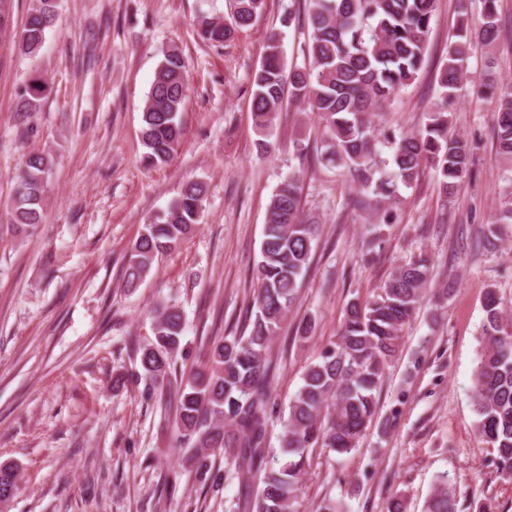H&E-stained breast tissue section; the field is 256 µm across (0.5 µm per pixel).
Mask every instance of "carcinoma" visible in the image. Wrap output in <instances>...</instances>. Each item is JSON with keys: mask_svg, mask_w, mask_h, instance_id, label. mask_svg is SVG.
Listing matches in <instances>:
<instances>
[{"mask_svg": "<svg viewBox=\"0 0 512 512\" xmlns=\"http://www.w3.org/2000/svg\"><path fill=\"white\" fill-rule=\"evenodd\" d=\"M304 21L310 30L309 65L285 72L279 34L267 39L260 66L252 76L251 115L254 128L268 136L284 96L316 114L323 127L320 162L348 170L362 192L375 202L377 216L387 223L400 204L398 186L418 181L431 165L443 193L462 187L470 172L468 142L448 135V112L436 109L422 129L389 140L392 171L382 174L376 162L372 117L391 97L412 84L423 68L427 35L437 0H308ZM497 0H482L478 28L461 21L457 40L438 74L442 99L462 84L464 61L472 34L485 47L498 36ZM265 0H230L224 21L201 16L200 36L222 46L250 27ZM56 0H33L22 30L20 47L30 57L41 52L55 20ZM186 62L175 48L164 53L142 109L141 135L149 165L167 163L179 146L181 112L187 93ZM45 81L35 74L20 88L24 113L40 108ZM483 97L494 103L497 151L512 164V86L493 79L483 85ZM52 158L31 154L17 176L5 235L28 236L43 221L47 179ZM204 186L184 185L180 196L144 225L130 248L125 287L134 290L151 272L158 257L174 250L200 225ZM512 224V191H505L499 218L488 227L492 239ZM317 221L304 216L299 181L284 179L271 199L268 221L255 264L259 283L246 310L240 333L207 342L205 361L187 376L172 366L182 353L186 323L176 302L166 303L152 322L153 338L133 347L138 367L112 378V389L142 387L151 399L164 396L174 412L179 443L192 448L196 472L210 479L217 492L232 478L255 496L245 495L242 512H302V481L317 448L337 454L357 450L377 413L378 394L386 369L402 351L403 331L421 310L430 285V266L421 257L395 268L374 295L352 299L339 333L304 373L303 384L288 404L280 455L266 448L267 425L274 412L272 382L276 363L270 355L273 339L288 322L296 295L313 259ZM483 343L473 377L472 406L481 440L493 450L499 474L512 478V306L491 288L484 297ZM312 315L293 325L294 338L311 339ZM224 457V469L212 457ZM18 490L17 469L0 464V501ZM425 512H457L448 477H440L425 501Z\"/></svg>", "mask_w": 512, "mask_h": 512, "instance_id": "cac0c4a2", "label": "carcinoma"}]
</instances>
